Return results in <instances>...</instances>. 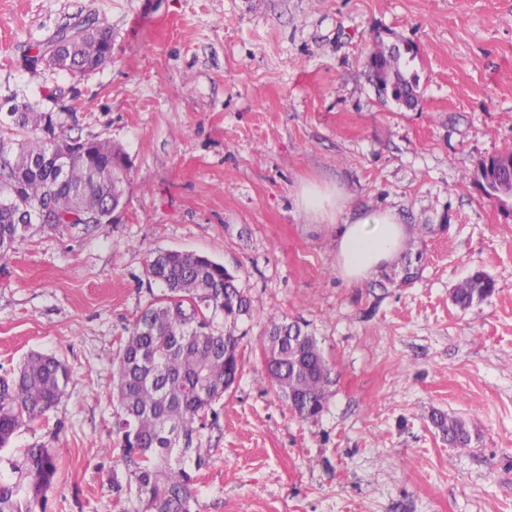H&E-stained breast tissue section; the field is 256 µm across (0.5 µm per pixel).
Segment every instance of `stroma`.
I'll return each instance as SVG.
<instances>
[{
	"instance_id": "stroma-1",
	"label": "stroma",
	"mask_w": 512,
	"mask_h": 512,
	"mask_svg": "<svg viewBox=\"0 0 512 512\" xmlns=\"http://www.w3.org/2000/svg\"><path fill=\"white\" fill-rule=\"evenodd\" d=\"M91 13L112 30L106 63L75 77L39 61ZM377 38L416 48L415 108L370 82ZM23 101L54 109L56 138L112 141L127 170L111 223L38 230L0 259V375L32 351L71 372L0 451L1 481L23 449L54 448L46 512H126L112 361L163 293L150 257L178 250L251 300L242 374L194 440L197 512H512V211L475 181L512 150V0H0V118ZM310 182L396 210L419 278L387 283L395 264L348 287L332 225L297 205ZM476 268L496 290L460 309L452 290ZM281 318L335 365L317 418L268 380ZM436 410L468 446H449ZM430 421L433 427L448 439V443L456 446H467L470 443V432L460 418L434 411Z\"/></svg>"
}]
</instances>
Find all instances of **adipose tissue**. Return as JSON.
I'll list each match as a JSON object with an SVG mask.
<instances>
[{"label":"adipose tissue","instance_id":"ef3b65f1","mask_svg":"<svg viewBox=\"0 0 512 512\" xmlns=\"http://www.w3.org/2000/svg\"><path fill=\"white\" fill-rule=\"evenodd\" d=\"M298 203L311 221L335 225L336 270L351 286L365 283L383 266L397 262L411 235L395 210L354 209L336 187L305 185Z\"/></svg>","mask_w":512,"mask_h":512}]
</instances>
